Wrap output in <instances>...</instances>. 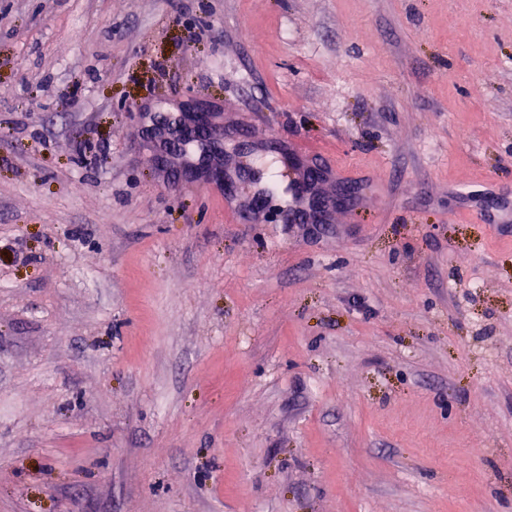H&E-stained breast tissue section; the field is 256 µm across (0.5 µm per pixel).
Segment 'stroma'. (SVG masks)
<instances>
[{
  "label": "stroma",
  "mask_w": 512,
  "mask_h": 512,
  "mask_svg": "<svg viewBox=\"0 0 512 512\" xmlns=\"http://www.w3.org/2000/svg\"><path fill=\"white\" fill-rule=\"evenodd\" d=\"M318 142L230 224L146 134ZM137 103L134 112L127 103ZM512 0H0V512H512ZM190 117L193 121V136L183 143L185 144L187 141H192L195 144L197 142H208L211 139H218V135L216 132V127L212 122V118L209 112H204L202 110L194 109ZM316 153H319V148L314 144H305L304 146H296L289 149L285 147L282 156L283 163L288 167V159H299L304 162ZM288 170L295 186V193L288 204V208L284 211L288 210V214H292L295 211L312 212L310 207L311 190L305 183V169L303 167L289 166Z\"/></svg>",
  "instance_id": "stroma-1"
}]
</instances>
